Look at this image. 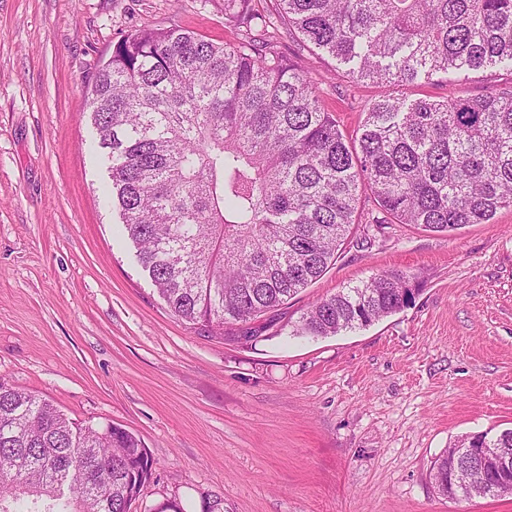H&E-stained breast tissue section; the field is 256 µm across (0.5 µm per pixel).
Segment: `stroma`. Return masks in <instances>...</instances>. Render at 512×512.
<instances>
[{
    "instance_id": "35a3bbf8",
    "label": "stroma",
    "mask_w": 512,
    "mask_h": 512,
    "mask_svg": "<svg viewBox=\"0 0 512 512\" xmlns=\"http://www.w3.org/2000/svg\"><path fill=\"white\" fill-rule=\"evenodd\" d=\"M276 50L347 139L390 96L455 99L512 83L491 65L412 83L350 82L277 0ZM233 40L224 0H0V378L70 419L137 435L152 475L132 512H512V495L450 500L430 471L458 438L512 428V207L450 234L389 222L339 251L267 336L227 340L173 316L103 206L91 86L131 32ZM386 272L415 299L336 336L292 335L320 298Z\"/></svg>"
}]
</instances>
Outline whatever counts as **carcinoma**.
I'll return each instance as SVG.
<instances>
[{
  "label": "carcinoma",
  "mask_w": 512,
  "mask_h": 512,
  "mask_svg": "<svg viewBox=\"0 0 512 512\" xmlns=\"http://www.w3.org/2000/svg\"><path fill=\"white\" fill-rule=\"evenodd\" d=\"M305 42L342 76L410 83L499 63L512 72V0H278ZM239 35L214 44L177 28L128 34L91 90L105 201L169 310L224 334L288 304L352 235L359 194L399 224L432 233L512 207V86L453 101L384 97L358 146L322 110L305 73L269 40L249 0H224ZM385 273L326 297L293 326L327 337L368 327L413 299ZM432 468L449 499L501 496L463 449ZM147 449L119 426H83L0 379V512H124L151 478Z\"/></svg>",
  "instance_id": "carcinoma-1"
}]
</instances>
